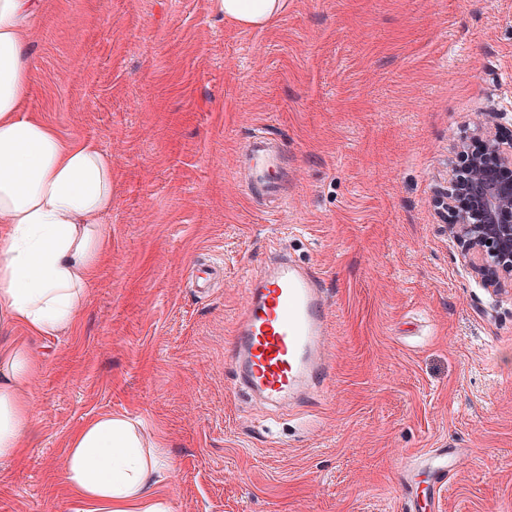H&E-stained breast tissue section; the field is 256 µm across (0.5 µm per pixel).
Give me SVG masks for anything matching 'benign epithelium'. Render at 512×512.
<instances>
[{"instance_id": "1", "label": "benign epithelium", "mask_w": 512, "mask_h": 512, "mask_svg": "<svg viewBox=\"0 0 512 512\" xmlns=\"http://www.w3.org/2000/svg\"><path fill=\"white\" fill-rule=\"evenodd\" d=\"M506 117L490 113L477 146L461 147L465 162L452 169L442 200L463 266L495 295L512 289V138L499 134Z\"/></svg>"}]
</instances>
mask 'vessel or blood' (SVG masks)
Listing matches in <instances>:
<instances>
[{
    "mask_svg": "<svg viewBox=\"0 0 512 512\" xmlns=\"http://www.w3.org/2000/svg\"><path fill=\"white\" fill-rule=\"evenodd\" d=\"M241 154L251 171L253 197L285 201L287 169L282 148L265 136H249ZM327 298L322 279L287 256L271 258L246 278L245 301L236 319L232 371L237 384L263 405L311 403L330 363L322 354L328 334ZM456 449L436 454L430 466L434 483L463 465Z\"/></svg>",
    "mask_w": 512,
    "mask_h": 512,
    "instance_id": "b4317fda",
    "label": "vessel or blood"
}]
</instances>
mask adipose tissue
<instances>
[{"label": "adipose tissue", "mask_w": 512, "mask_h": 512, "mask_svg": "<svg viewBox=\"0 0 512 512\" xmlns=\"http://www.w3.org/2000/svg\"><path fill=\"white\" fill-rule=\"evenodd\" d=\"M225 18L266 25L280 0H216ZM39 0H0V318L36 335L71 324L99 256V219L112 207V159L91 143H67L27 114L32 60L26 34ZM35 365L23 345L0 346V459L32 434L24 394ZM175 465L144 449L136 425L105 414L73 437L64 484L85 512H166L156 488Z\"/></svg>", "instance_id": "ef3b65f1"}]
</instances>
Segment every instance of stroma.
<instances>
[{
	"label": "stroma",
	"instance_id": "stroma-1",
	"mask_svg": "<svg viewBox=\"0 0 512 512\" xmlns=\"http://www.w3.org/2000/svg\"><path fill=\"white\" fill-rule=\"evenodd\" d=\"M26 108L112 158L83 307L0 344L35 364L37 420L0 459V512H82L69 443L112 413L176 464L168 512H405L413 458H467L433 512H512V299L466 272L437 197L476 113H512V0H286L260 28L214 0H41ZM287 207L248 191L257 127ZM287 248L329 296L311 406L240 395L228 352L249 269ZM224 282L189 287L193 264Z\"/></svg>",
	"mask_w": 512,
	"mask_h": 512
}]
</instances>
